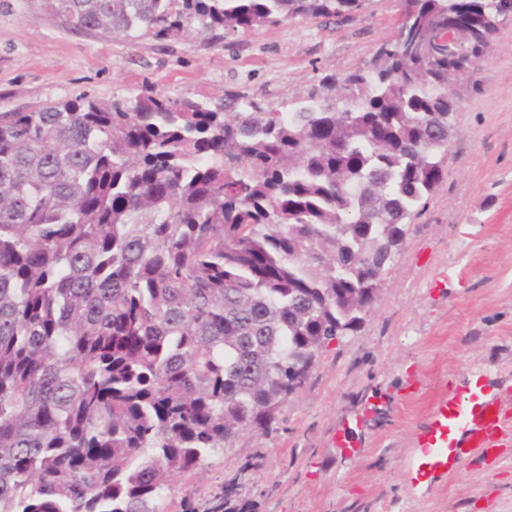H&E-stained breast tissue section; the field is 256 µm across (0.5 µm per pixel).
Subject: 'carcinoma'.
<instances>
[{
  "mask_svg": "<svg viewBox=\"0 0 512 512\" xmlns=\"http://www.w3.org/2000/svg\"><path fill=\"white\" fill-rule=\"evenodd\" d=\"M364 2L49 0L160 42ZM416 2L292 108L145 88L0 112V512H167L176 479L268 428L362 325L380 256L442 180L459 76L512 21V0Z\"/></svg>",
  "mask_w": 512,
  "mask_h": 512,
  "instance_id": "carcinoma-1",
  "label": "carcinoma"
}]
</instances>
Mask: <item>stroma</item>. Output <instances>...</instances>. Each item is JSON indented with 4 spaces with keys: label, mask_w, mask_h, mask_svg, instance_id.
Here are the masks:
<instances>
[{
    "label": "stroma",
    "mask_w": 512,
    "mask_h": 512,
    "mask_svg": "<svg viewBox=\"0 0 512 512\" xmlns=\"http://www.w3.org/2000/svg\"><path fill=\"white\" fill-rule=\"evenodd\" d=\"M401 0H366L351 21L293 19L212 41H129L80 30L48 0H0V112L151 84L201 100L245 86L292 104L327 73L351 72L395 30ZM453 114L444 175L422 199L360 328L331 342L266 431L179 480L167 501L201 505L252 463V512H512V461L464 465L425 488L403 460L463 379L512 395V23L479 61Z\"/></svg>",
    "instance_id": "35a3bbf8"
}]
</instances>
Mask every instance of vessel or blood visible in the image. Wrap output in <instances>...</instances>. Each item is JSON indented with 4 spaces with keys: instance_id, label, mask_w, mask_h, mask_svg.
Returning a JSON list of instances; mask_svg holds the SVG:
<instances>
[{
    "instance_id": "vessel-or-blood-1",
    "label": "vessel or blood",
    "mask_w": 512,
    "mask_h": 512,
    "mask_svg": "<svg viewBox=\"0 0 512 512\" xmlns=\"http://www.w3.org/2000/svg\"><path fill=\"white\" fill-rule=\"evenodd\" d=\"M512 454V402L464 385L442 397L418 427L404 462L407 479L426 486L479 456L494 461Z\"/></svg>"
}]
</instances>
